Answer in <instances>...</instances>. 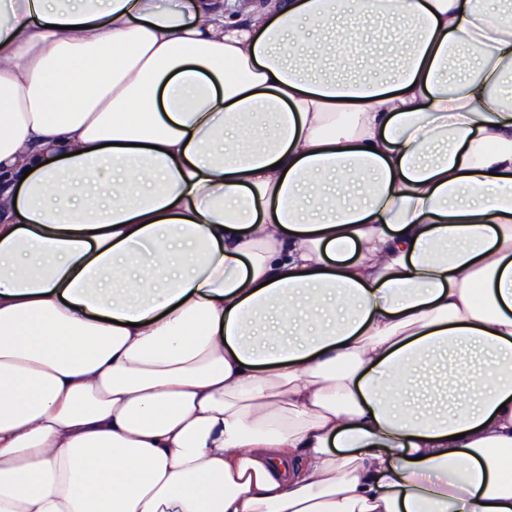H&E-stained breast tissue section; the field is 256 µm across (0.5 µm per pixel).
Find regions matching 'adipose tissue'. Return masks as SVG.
Here are the masks:
<instances>
[{"instance_id":"1","label":"adipose tissue","mask_w":512,"mask_h":512,"mask_svg":"<svg viewBox=\"0 0 512 512\" xmlns=\"http://www.w3.org/2000/svg\"><path fill=\"white\" fill-rule=\"evenodd\" d=\"M0 512H512V0H0Z\"/></svg>"}]
</instances>
